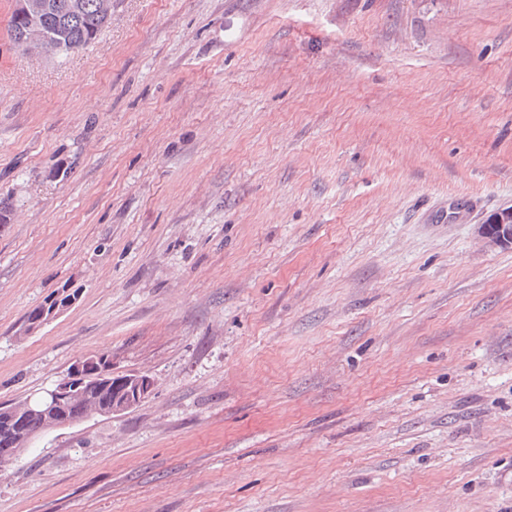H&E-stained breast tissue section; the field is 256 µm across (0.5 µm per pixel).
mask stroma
I'll use <instances>...</instances> for the list:
<instances>
[{"label": "stroma", "instance_id": "35a3bbf8", "mask_svg": "<svg viewBox=\"0 0 512 512\" xmlns=\"http://www.w3.org/2000/svg\"><path fill=\"white\" fill-rule=\"evenodd\" d=\"M0 0V404L137 406L0 512H512V0H113L64 61ZM59 288L76 303L34 332ZM482 237L499 247H512V208L495 213L491 221L479 227ZM86 358L73 364L63 382L39 397H29L18 407L1 405L4 413H12L11 431L0 421V458L13 459L18 448H28L44 432L71 426L93 416H111L139 404L153 390V380L134 375L117 380L112 374V354ZM110 390L111 399L100 395ZM78 404L79 415L69 416L67 407ZM8 407V408H6ZM6 408V409H5Z\"/></svg>", "mask_w": 512, "mask_h": 512}]
</instances>
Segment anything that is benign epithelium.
<instances>
[{"label":"benign epithelium","mask_w":512,"mask_h":512,"mask_svg":"<svg viewBox=\"0 0 512 512\" xmlns=\"http://www.w3.org/2000/svg\"><path fill=\"white\" fill-rule=\"evenodd\" d=\"M62 45L53 36L30 42L27 51L45 58L54 57ZM482 237L499 247H512V208L495 213L479 227ZM76 301V294L59 288L44 309L28 320L32 331L56 319ZM147 375L122 380L112 374V354L86 358L73 364L63 382L39 397H29L19 406L0 411L12 414L11 431L0 439V458L12 459L18 449L28 448L44 432L71 426L93 416H111L128 410L147 398L153 390Z\"/></svg>","instance_id":"obj_1"}]
</instances>
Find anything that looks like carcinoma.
I'll list each match as a JSON object with an SVG mask.
<instances>
[{"label":"carcinoma","instance_id":"carcinoma-1","mask_svg":"<svg viewBox=\"0 0 512 512\" xmlns=\"http://www.w3.org/2000/svg\"><path fill=\"white\" fill-rule=\"evenodd\" d=\"M44 8L37 14L14 8L10 20V38L21 49L30 32L39 28L56 35L63 43L61 56L90 44L112 17L99 13L97 0H80L83 10L73 13L66 9L72 0H42Z\"/></svg>","mask_w":512,"mask_h":512}]
</instances>
